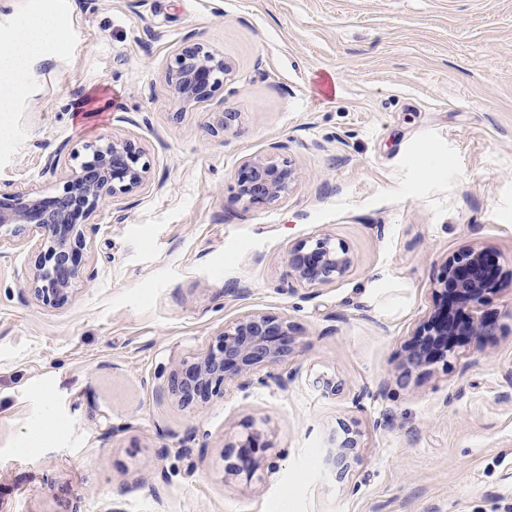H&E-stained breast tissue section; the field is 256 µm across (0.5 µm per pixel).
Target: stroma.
I'll list each match as a JSON object with an SVG mask.
<instances>
[{"mask_svg": "<svg viewBox=\"0 0 512 512\" xmlns=\"http://www.w3.org/2000/svg\"><path fill=\"white\" fill-rule=\"evenodd\" d=\"M47 7L63 38L12 102L0 181L53 193L102 136L151 175L97 212L65 308L25 290L39 235L0 242V512H512V291L465 357L408 376L401 355L446 256L479 243L512 274V0H0V50ZM196 42L233 73L182 105L165 70ZM279 144L294 189L245 205L243 160ZM321 235L350 271L289 292V249ZM251 311L295 328L287 388L172 400L170 370ZM249 422L269 444L252 484L224 474ZM352 433L349 429L345 430L344 437L341 440H336V448L331 450L328 455V461L336 468V477L340 481L352 476V465L348 459L350 453L358 448V440L354 436H349Z\"/></svg>", "mask_w": 512, "mask_h": 512, "instance_id": "1", "label": "stroma"}]
</instances>
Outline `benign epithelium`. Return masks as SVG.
I'll return each mask as SVG.
<instances>
[{
    "instance_id": "benign-epithelium-1",
    "label": "benign epithelium",
    "mask_w": 512,
    "mask_h": 512,
    "mask_svg": "<svg viewBox=\"0 0 512 512\" xmlns=\"http://www.w3.org/2000/svg\"><path fill=\"white\" fill-rule=\"evenodd\" d=\"M232 73L224 56L202 44L174 53L165 72L173 98L183 104L206 101L224 87ZM273 147L267 155L244 160L238 178V197L249 204L278 200L293 189L297 171L292 161L279 157ZM74 152L78 163L49 196L0 190V240L21 241L31 233L42 236V250L27 274V291L36 301L62 308L76 287L92 275L84 274L77 261L86 246L92 217L106 203L138 192L148 182L150 163L146 152L128 140L98 139ZM352 257L331 237L304 241L288 252V291L294 285L307 288L331 283L345 276ZM495 253L486 246L467 244L442 263L434 283V309L413 331L405 344L410 369H424L457 360L471 345L495 335L494 324L482 314L489 295L502 291ZM294 343V327L286 317L250 312L224 326L208 349L184 359L167 377V391L185 407L203 409L224 396V383L244 380L262 369L282 389L288 378L270 372L288 357ZM260 432L255 423L243 425L236 442L224 452V472L245 476L252 482L261 467L256 456ZM358 440L345 430L328 455L336 477L351 476L350 453Z\"/></svg>"
}]
</instances>
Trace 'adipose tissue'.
<instances>
[{"label":"adipose tissue","instance_id":"adipose-tissue-1","mask_svg":"<svg viewBox=\"0 0 512 512\" xmlns=\"http://www.w3.org/2000/svg\"><path fill=\"white\" fill-rule=\"evenodd\" d=\"M61 32L51 13L45 12L17 25L9 48L0 53V112L10 109V102L21 86L31 61L50 43L59 41Z\"/></svg>","mask_w":512,"mask_h":512}]
</instances>
